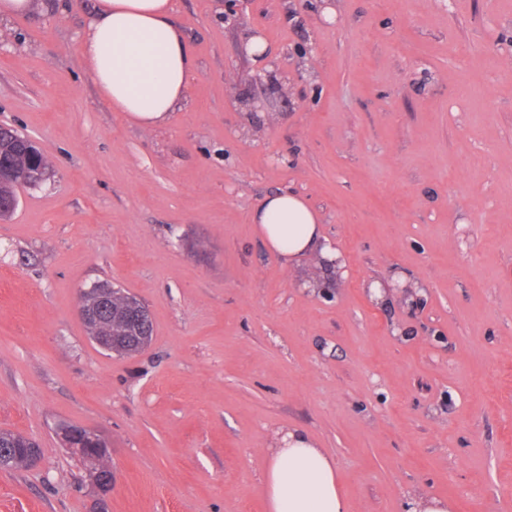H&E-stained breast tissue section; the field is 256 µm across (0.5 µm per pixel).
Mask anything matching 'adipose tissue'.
<instances>
[{"label": "adipose tissue", "instance_id": "ef3b65f1", "mask_svg": "<svg viewBox=\"0 0 512 512\" xmlns=\"http://www.w3.org/2000/svg\"><path fill=\"white\" fill-rule=\"evenodd\" d=\"M177 0H94L79 43L84 66L113 111L145 127L166 125L188 101L195 58L173 15ZM251 220L285 266L340 253L318 213L298 193L269 194ZM262 494L268 512H348L331 456L291 429L268 450Z\"/></svg>", "mask_w": 512, "mask_h": 512}]
</instances>
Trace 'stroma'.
I'll return each mask as SVG.
<instances>
[{"label":"stroma","instance_id":"obj_1","mask_svg":"<svg viewBox=\"0 0 512 512\" xmlns=\"http://www.w3.org/2000/svg\"><path fill=\"white\" fill-rule=\"evenodd\" d=\"M177 2L197 77L156 128L84 67L93 0L0 27V124L52 162L0 220V431L40 448L0 469V512H92L63 421L112 444L108 512H267L291 429L333 457L349 512H512V0ZM287 188L344 277L267 250L250 216ZM394 272L421 308L365 293ZM103 280L147 306L145 351L90 340L76 295Z\"/></svg>","mask_w":512,"mask_h":512}]
</instances>
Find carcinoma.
I'll return each mask as SVG.
<instances>
[{
    "mask_svg": "<svg viewBox=\"0 0 512 512\" xmlns=\"http://www.w3.org/2000/svg\"><path fill=\"white\" fill-rule=\"evenodd\" d=\"M0 156L12 166V181L0 186V207L3 214H12L15 210V198L21 188H33L39 185V176L50 174L51 162L43 153L33 152L32 145L18 132L0 127ZM131 294L121 288H112L110 306L107 309L100 332L105 336L124 344L129 349H137L144 340L153 336V323L150 316L142 318L131 315L129 300Z\"/></svg>",
    "mask_w": 512,
    "mask_h": 512,
    "instance_id": "1",
    "label": "carcinoma"
}]
</instances>
